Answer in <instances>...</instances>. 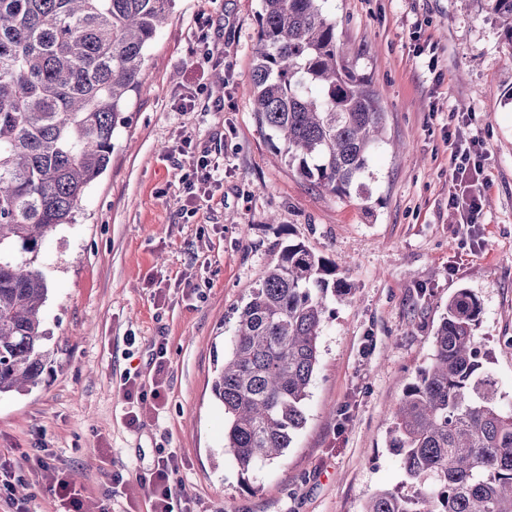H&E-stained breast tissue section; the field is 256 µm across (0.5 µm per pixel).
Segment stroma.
I'll return each instance as SVG.
<instances>
[{"label":"stroma","mask_w":512,"mask_h":512,"mask_svg":"<svg viewBox=\"0 0 512 512\" xmlns=\"http://www.w3.org/2000/svg\"><path fill=\"white\" fill-rule=\"evenodd\" d=\"M322 7L379 94L386 140L406 151L373 153L364 199L304 180L248 92L261 0H176L106 171L35 259L53 360L38 386L0 395V459L21 475L27 512H63L49 490L61 474L86 512H151L141 477L169 455L191 512H361L403 480L393 411L460 288L481 302L475 334L512 405V45L487 0ZM453 112L486 181L474 224L451 205L463 191ZM202 157L222 160L224 176L189 206L181 178ZM291 240L343 264L352 294L328 302L305 425L245 480L211 384L237 308ZM128 375L163 402L126 400Z\"/></svg>","instance_id":"35a3bbf8"}]
</instances>
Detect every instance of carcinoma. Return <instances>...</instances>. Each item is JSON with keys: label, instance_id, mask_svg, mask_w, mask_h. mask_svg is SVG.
I'll return each mask as SVG.
<instances>
[{"label": "carcinoma", "instance_id": "1", "mask_svg": "<svg viewBox=\"0 0 512 512\" xmlns=\"http://www.w3.org/2000/svg\"><path fill=\"white\" fill-rule=\"evenodd\" d=\"M174 0H0V395L39 384L51 352L49 288L31 255L70 224L103 174L145 53ZM322 0H262L250 92L259 124L305 180L366 195L360 179L385 143L371 82L336 45ZM512 44V0H487ZM351 294L344 267L301 241L284 246L240 309L212 381L225 452L241 475L274 461L306 422L328 297ZM479 299L448 298L430 363L393 412L389 448L402 485L362 512H512V407L475 335Z\"/></svg>", "mask_w": 512, "mask_h": 512}]
</instances>
